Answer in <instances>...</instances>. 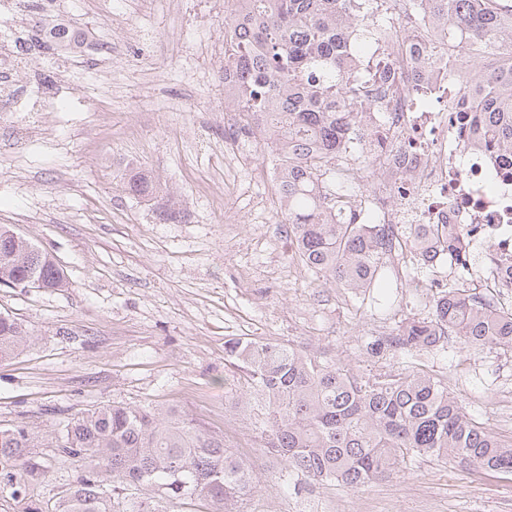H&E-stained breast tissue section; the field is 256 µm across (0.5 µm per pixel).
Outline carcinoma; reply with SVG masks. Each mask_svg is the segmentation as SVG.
<instances>
[{
    "mask_svg": "<svg viewBox=\"0 0 512 512\" xmlns=\"http://www.w3.org/2000/svg\"><path fill=\"white\" fill-rule=\"evenodd\" d=\"M224 86L239 117L237 132L255 131L275 158L286 233L297 259L314 274L355 294L383 278V259L408 247L425 267L469 259L463 230L449 224H357L344 212L359 205L360 182L326 179L350 158L380 162L364 148L362 114L388 84L391 66L374 73L362 47L373 38L396 42L407 32L419 56L481 64L469 111L472 146L512 153V0H225ZM130 193L150 200L161 188L143 172L127 179ZM33 275L61 288L63 269L27 240L0 233V284ZM433 318H406L373 356L411 355L453 336L465 347H512V312L476 301L459 287L442 288ZM29 339L0 315V362ZM225 355L242 372L240 396L258 400L268 447L290 473L360 489L415 456L512 474V442L477 425L448 390L425 373L357 375L290 344L229 337ZM60 456L75 476L54 500L31 486L52 471L34 449L43 436L28 427H0V499L22 512H112L128 491L147 490L161 508L132 502L129 512H169L200 499L207 512H243L256 476L224 434L176 408L109 405L91 409L58 432Z\"/></svg>",
    "mask_w": 512,
    "mask_h": 512,
    "instance_id": "1",
    "label": "carcinoma"
}]
</instances>
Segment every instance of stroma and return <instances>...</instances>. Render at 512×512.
Masks as SVG:
<instances>
[{"label": "stroma", "instance_id": "stroma-1", "mask_svg": "<svg viewBox=\"0 0 512 512\" xmlns=\"http://www.w3.org/2000/svg\"><path fill=\"white\" fill-rule=\"evenodd\" d=\"M73 30L113 48L63 58L30 54L14 107L0 110V227L48 251L62 288L0 284V313L30 335L0 364V426L39 430L48 500L69 483L55 436L103 405L175 406L224 432L257 479L248 512H512V475L480 474L416 457L353 490L301 481L253 423L255 403L230 409L239 372L224 340L292 344L356 374L424 371L478 423L512 440V347L480 353L457 338L404 356H370L368 342L428 318L448 265L415 272L386 264L358 297L307 270L282 224L273 163L255 142L224 153V115L213 111L224 54L223 0H64ZM149 173L182 218L160 220L129 194L128 174ZM224 184L221 199L202 181Z\"/></svg>", "mask_w": 512, "mask_h": 512}]
</instances>
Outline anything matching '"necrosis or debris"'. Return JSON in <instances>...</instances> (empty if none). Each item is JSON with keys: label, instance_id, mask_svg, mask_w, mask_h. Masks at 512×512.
<instances>
[{"label": "necrosis or debris", "instance_id": "4bbe7bcc", "mask_svg": "<svg viewBox=\"0 0 512 512\" xmlns=\"http://www.w3.org/2000/svg\"><path fill=\"white\" fill-rule=\"evenodd\" d=\"M398 74L379 101L369 129L384 133V165L370 192L389 224H457L470 241H491L475 275L493 288H512V156L464 148L469 119L456 111L466 74L444 82L447 63L419 74L415 45L391 51Z\"/></svg>", "mask_w": 512, "mask_h": 512}]
</instances>
